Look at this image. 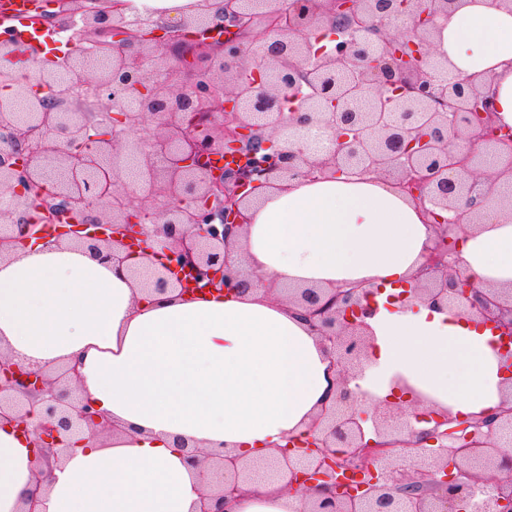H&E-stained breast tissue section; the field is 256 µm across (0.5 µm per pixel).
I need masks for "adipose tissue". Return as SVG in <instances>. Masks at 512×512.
<instances>
[{
    "mask_svg": "<svg viewBox=\"0 0 512 512\" xmlns=\"http://www.w3.org/2000/svg\"><path fill=\"white\" fill-rule=\"evenodd\" d=\"M224 0H118L120 15L163 25ZM452 71L491 83L497 121L512 126V9L457 0L435 36ZM224 255L254 291L162 302L66 239L0 258V351L31 368L80 360L85 399L111 418L47 475L24 437L0 427V512H19L41 484L39 512H198L204 483L185 450L251 457L303 435L328 400L334 354L275 289L378 290L369 359L349 390L360 406L424 401L454 416L512 406L493 334L454 309L412 311L437 236L422 210L376 176L276 181ZM459 258L481 288H512V212L480 214L459 235ZM287 477L256 475L233 512H308L317 490L288 493Z\"/></svg>",
    "mask_w": 512,
    "mask_h": 512,
    "instance_id": "1",
    "label": "adipose tissue"
}]
</instances>
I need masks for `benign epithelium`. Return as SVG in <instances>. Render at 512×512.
<instances>
[{
	"label": "benign epithelium",
	"mask_w": 512,
	"mask_h": 512,
	"mask_svg": "<svg viewBox=\"0 0 512 512\" xmlns=\"http://www.w3.org/2000/svg\"><path fill=\"white\" fill-rule=\"evenodd\" d=\"M239 2L226 0L221 24L197 13L163 29L107 8L39 15L69 51L33 82L0 68L1 90L37 103L12 112L0 98V253L67 235L120 272L156 223L170 248L144 287L241 294L250 280L226 264L224 246L275 177H388L440 227L504 206L496 180L478 171L491 153L498 177H512L494 95L434 69L447 63L435 53L437 20L456 0ZM257 17L265 33L254 38ZM21 44L5 28L0 58L13 60ZM442 244L426 255L412 305L448 304L511 335L512 288L476 286ZM287 299L332 347L339 391L306 440L288 439L262 463L187 451L206 486L200 512H226L261 465L288 470L294 493L320 487L310 512H512V408L456 425L426 408L418 420L435 425L401 439L399 404L370 415L346 388L368 359L373 291L291 288ZM78 375L76 362L46 371L0 352V421L32 437L46 470L80 434L112 431L77 395Z\"/></svg>",
	"instance_id": "7a95c632"
}]
</instances>
